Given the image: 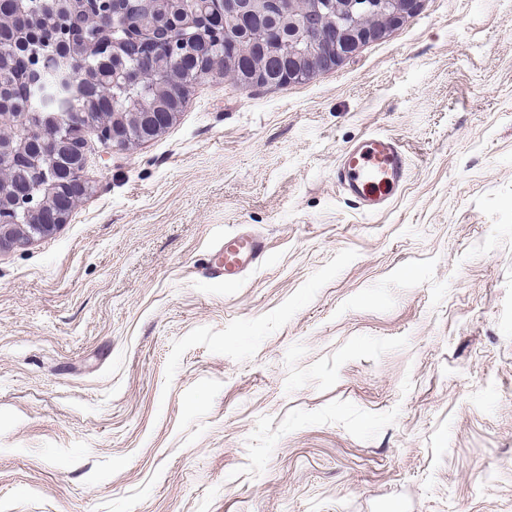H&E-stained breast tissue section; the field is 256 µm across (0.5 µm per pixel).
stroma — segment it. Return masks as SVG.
I'll list each match as a JSON object with an SVG mask.
<instances>
[{
	"instance_id": "stroma-1",
	"label": "stroma",
	"mask_w": 512,
	"mask_h": 512,
	"mask_svg": "<svg viewBox=\"0 0 512 512\" xmlns=\"http://www.w3.org/2000/svg\"><path fill=\"white\" fill-rule=\"evenodd\" d=\"M371 133L410 163L376 214L335 177ZM84 152L0 254V512H512V0ZM236 234L263 259L206 276Z\"/></svg>"
}]
</instances>
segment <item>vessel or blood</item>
Returning <instances> with one entry per match:
<instances>
[{"label":"vessel or blood","instance_id":"1","mask_svg":"<svg viewBox=\"0 0 512 512\" xmlns=\"http://www.w3.org/2000/svg\"><path fill=\"white\" fill-rule=\"evenodd\" d=\"M407 179V156L400 143L387 135H368L346 146L336 166L337 182L366 213H377L389 206ZM263 253L260 238H228L204 272L214 278L233 279L257 264Z\"/></svg>","mask_w":512,"mask_h":512}]
</instances>
